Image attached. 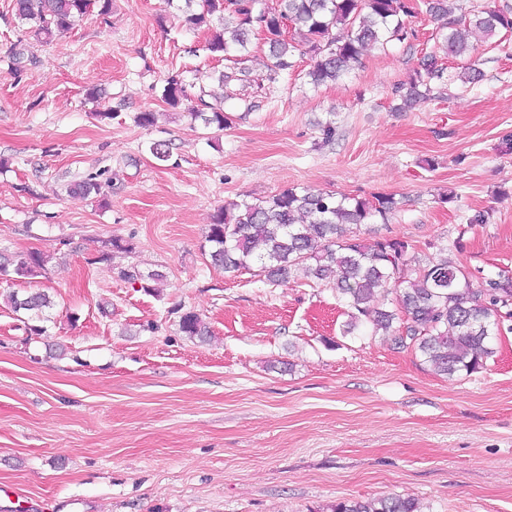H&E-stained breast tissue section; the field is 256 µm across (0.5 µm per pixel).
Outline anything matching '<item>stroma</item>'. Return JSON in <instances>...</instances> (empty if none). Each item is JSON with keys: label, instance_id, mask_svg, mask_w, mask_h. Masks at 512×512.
Here are the masks:
<instances>
[{"label": "stroma", "instance_id": "1", "mask_svg": "<svg viewBox=\"0 0 512 512\" xmlns=\"http://www.w3.org/2000/svg\"><path fill=\"white\" fill-rule=\"evenodd\" d=\"M12 6L0 0V253L52 258L0 283V512H329L390 494L422 512H512V321L483 369L448 379L393 336H342L335 290L303 273L275 286L205 252L224 204L304 187L394 195L363 238L404 240L476 283L512 271V35L447 61L431 98L399 112L395 88L438 49L422 10L407 40L317 87L307 55L272 83L261 41L240 61L211 54L165 0H112L29 40L17 69ZM239 66L224 130L162 98L170 76L194 97ZM97 172L103 196H68ZM110 239L120 251L98 261ZM131 265L159 273L153 292L119 277ZM37 288L52 301L40 317L6 300ZM186 310L210 342L180 333Z\"/></svg>", "mask_w": 512, "mask_h": 512}]
</instances>
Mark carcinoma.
Returning a JSON list of instances; mask_svg holds the SVG:
<instances>
[{"label": "carcinoma", "instance_id": "carcinoma-1", "mask_svg": "<svg viewBox=\"0 0 512 512\" xmlns=\"http://www.w3.org/2000/svg\"><path fill=\"white\" fill-rule=\"evenodd\" d=\"M459 0H276L272 7L256 8L259 0H184L183 22L193 30L220 22L221 30L208 41L212 53L241 57L249 51L256 31H265L269 52V81L294 67L300 44L307 46L312 65L307 75L315 86L333 84L361 63L364 50L373 44L403 41L409 31L405 18L421 6L435 20V37L447 57L466 55L473 45L466 32L485 38L512 31V7L489 4L458 17ZM108 14L112 0H14L19 20L30 25L36 38L50 39L69 31L92 6ZM300 36L302 43L295 41ZM420 68L429 79L444 78V67L434 54L421 58ZM245 71H215L211 81L218 91L200 88L201 108H190L193 121L207 128L224 129L229 117L224 103L232 95L224 89ZM431 87L413 83L400 94L402 107L412 108L429 98ZM210 96L213 102L204 101ZM163 100L177 107L188 99L187 87L177 76L167 79ZM103 185L89 175L67 187V192L88 198L102 194ZM395 208L391 195L373 200L304 188H288L260 203L232 201L209 225L206 240L211 264L226 273L253 267L272 283H286L292 271L303 269L320 285L336 290L344 302L348 320L343 335H352L369 321L372 333L393 331L397 344L412 349L436 372L453 378L472 374L496 353L503 314L512 317V276L488 278L472 287L465 267L448 260H422L409 254V244L398 238L360 237V225L376 217L387 220ZM50 254L44 251L17 253L0 262V276L34 278L45 270ZM122 279L157 280L160 274L143 275L134 267L119 271ZM393 296L396 309H374L377 298ZM14 311L39 314L51 305L48 295L30 293L8 296ZM179 331L190 339L207 338L209 330L200 316L188 311L179 315ZM330 512H420L416 498L389 495L367 500H342Z\"/></svg>", "mask_w": 512, "mask_h": 512}]
</instances>
